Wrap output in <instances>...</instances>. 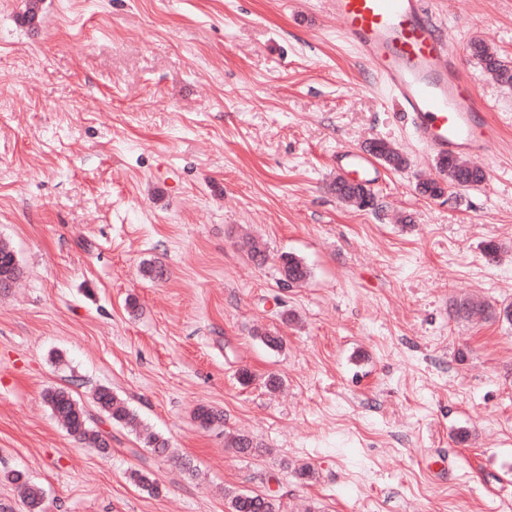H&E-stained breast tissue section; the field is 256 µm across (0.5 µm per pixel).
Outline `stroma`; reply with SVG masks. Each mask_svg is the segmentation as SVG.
<instances>
[{"instance_id": "stroma-1", "label": "stroma", "mask_w": 512, "mask_h": 512, "mask_svg": "<svg viewBox=\"0 0 512 512\" xmlns=\"http://www.w3.org/2000/svg\"><path fill=\"white\" fill-rule=\"evenodd\" d=\"M25 5L0 0V242L22 269L0 290V512H24L13 470L45 512H230L242 491L281 512H512V88L467 54L512 60V0H428L501 129L485 181L434 199L416 189L430 158L320 0H41L31 24ZM374 139L409 165L361 210L332 191V154ZM284 252L306 282L280 281ZM467 298L493 317L456 314ZM56 389L107 453L54 417ZM200 405L222 420L200 426ZM96 403L112 419V422L123 423L130 427L138 424L136 415L129 409L126 403L118 398L110 389L101 387L94 394ZM8 479L23 490L25 512H44L45 492L21 471H12Z\"/></svg>"}]
</instances>
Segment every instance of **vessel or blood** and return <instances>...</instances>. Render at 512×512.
Wrapping results in <instances>:
<instances>
[{
  "label": "vessel or blood",
  "mask_w": 512,
  "mask_h": 512,
  "mask_svg": "<svg viewBox=\"0 0 512 512\" xmlns=\"http://www.w3.org/2000/svg\"><path fill=\"white\" fill-rule=\"evenodd\" d=\"M353 45L394 93L416 139L432 154L483 168L500 136L484 100L464 75L459 50L435 21L427 0H323ZM336 170L370 187L380 166L366 150L337 148Z\"/></svg>",
  "instance_id": "obj_1"
}]
</instances>
